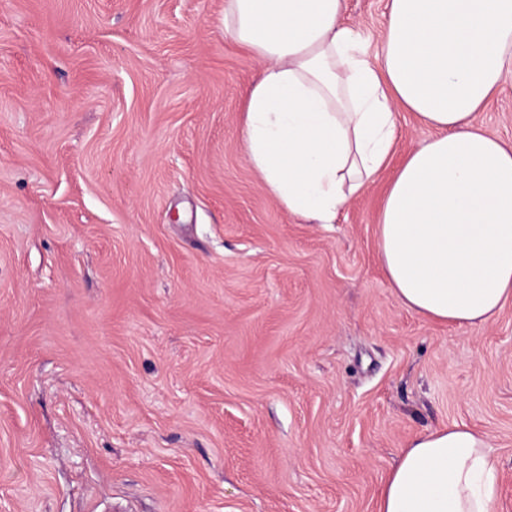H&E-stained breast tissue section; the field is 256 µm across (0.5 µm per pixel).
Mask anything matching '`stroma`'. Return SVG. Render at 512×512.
I'll list each match as a JSON object with an SVG mask.
<instances>
[{"label": "stroma", "mask_w": 512, "mask_h": 512, "mask_svg": "<svg viewBox=\"0 0 512 512\" xmlns=\"http://www.w3.org/2000/svg\"><path fill=\"white\" fill-rule=\"evenodd\" d=\"M225 0H0V512H376L417 434L488 433L512 512V301L430 321L245 156ZM388 0H345L375 53ZM512 145V72L477 115Z\"/></svg>", "instance_id": "obj_1"}]
</instances>
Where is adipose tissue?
I'll list each match as a JSON object with an SVG mask.
<instances>
[{
  "instance_id": "1",
  "label": "adipose tissue",
  "mask_w": 512,
  "mask_h": 512,
  "mask_svg": "<svg viewBox=\"0 0 512 512\" xmlns=\"http://www.w3.org/2000/svg\"><path fill=\"white\" fill-rule=\"evenodd\" d=\"M375 57L343 0H225L224 30L264 61L246 100L245 153L290 215L332 224L393 153L394 105L435 129L395 171L378 254L400 303L454 326L512 301V147L476 114L512 71V0H389ZM489 434L422 432L377 512H499Z\"/></svg>"
}]
</instances>
